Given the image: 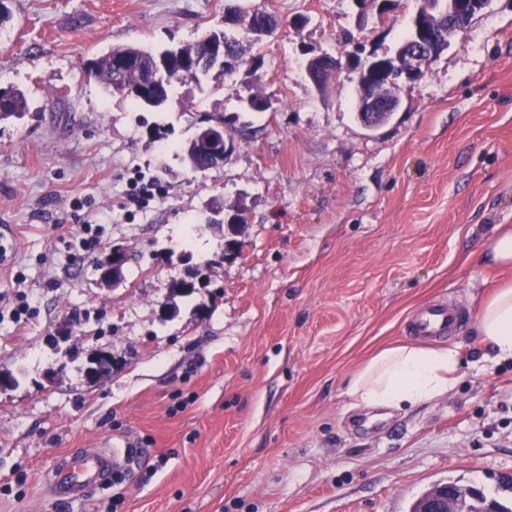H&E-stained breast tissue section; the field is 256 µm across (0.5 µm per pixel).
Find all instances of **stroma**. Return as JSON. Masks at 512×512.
<instances>
[{
  "label": "stroma",
  "mask_w": 512,
  "mask_h": 512,
  "mask_svg": "<svg viewBox=\"0 0 512 512\" xmlns=\"http://www.w3.org/2000/svg\"><path fill=\"white\" fill-rule=\"evenodd\" d=\"M279 20L263 63L217 86L174 87L158 108L107 93L88 62L117 46L163 49L224 25L225 0H6L0 88L32 102L0 120V512H410L451 481L503 503L512 493V360H490L466 326L447 396L401 411L356 406L353 372L412 343L419 306L466 315L512 269L487 264L512 225V0H492L376 131L357 119L358 77L323 86L315 54L340 56L346 35L394 53L416 0L390 19H359L353 0H238ZM306 27L291 24L294 16ZM270 107L248 105L250 91ZM213 112L251 128L224 166L192 172L181 147ZM165 196L129 215L132 170ZM80 198L104 212L94 249L81 242ZM245 209L241 250L208 224ZM131 253L118 285L98 266ZM203 265L188 298L170 285ZM24 286H16L15 273ZM35 299L23 322L19 289ZM111 352L110 377L84 370ZM114 441L142 456L82 503L48 482L60 456ZM331 66H333L332 56L327 54H316L307 59L305 64V71L310 81L317 85L324 69H330ZM335 70L336 68H331V70L323 78L321 84L332 78L335 74Z\"/></svg>",
  "instance_id": "35a3bbf8"
}]
</instances>
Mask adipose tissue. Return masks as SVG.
Here are the masks:
<instances>
[{
    "label": "adipose tissue",
    "mask_w": 512,
    "mask_h": 512,
    "mask_svg": "<svg viewBox=\"0 0 512 512\" xmlns=\"http://www.w3.org/2000/svg\"><path fill=\"white\" fill-rule=\"evenodd\" d=\"M476 332L498 358L512 359V286L475 312ZM460 353L451 346L406 344L381 351L357 371L347 392L357 405L402 409L429 403L455 387Z\"/></svg>",
    "instance_id": "adipose-tissue-1"
}]
</instances>
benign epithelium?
Here are the masks:
<instances>
[{"mask_svg":"<svg viewBox=\"0 0 512 512\" xmlns=\"http://www.w3.org/2000/svg\"><path fill=\"white\" fill-rule=\"evenodd\" d=\"M492 0H422V5L409 16V37L390 56V65L376 79L369 77L368 70L357 69L358 111L367 113L362 125L374 131L391 119L400 109V100L394 94L398 81L415 82L424 76L425 70L448 46V33L465 27L483 13ZM333 66V57L316 54L307 59L305 71L314 84L318 83L324 70ZM197 140L207 146L218 142L230 148L233 140L224 135V130L214 124L202 125ZM112 267V278L121 277L127 263V251L112 250L106 258ZM112 373V355L98 351L90 358L86 376L93 384L99 383ZM455 501L452 488L444 485L432 490L420 512H454Z\"/></svg>","mask_w":512,"mask_h":512,"instance_id":"obj_1","label":"benign epithelium"}]
</instances>
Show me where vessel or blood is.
Masks as SVG:
<instances>
[{
    "label": "vessel or blood",
    "instance_id": "1",
    "mask_svg": "<svg viewBox=\"0 0 512 512\" xmlns=\"http://www.w3.org/2000/svg\"><path fill=\"white\" fill-rule=\"evenodd\" d=\"M465 323L461 308L439 301L416 309L409 316L406 329L413 336L449 339L458 334ZM131 458V449L110 444L72 452L59 461L50 474V482L60 499L78 502L101 486L111 471L127 466Z\"/></svg>",
    "mask_w": 512,
    "mask_h": 512
}]
</instances>
